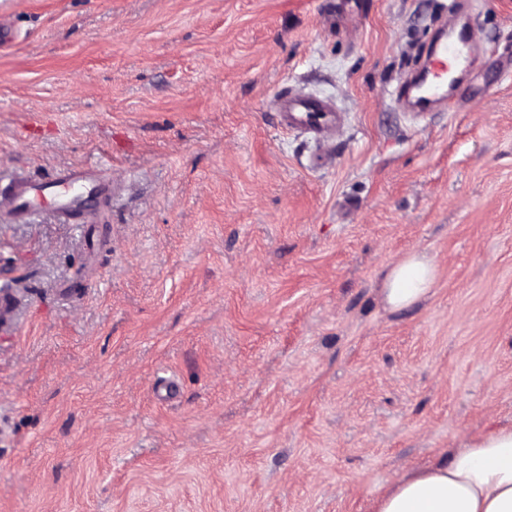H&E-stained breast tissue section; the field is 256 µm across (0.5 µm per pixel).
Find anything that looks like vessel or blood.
<instances>
[{"mask_svg":"<svg viewBox=\"0 0 512 512\" xmlns=\"http://www.w3.org/2000/svg\"><path fill=\"white\" fill-rule=\"evenodd\" d=\"M476 50L470 28L449 30L447 36L429 46L427 62L418 76L419 89H404L403 97L415 111H431L437 102L451 96L449 76L470 73ZM274 104L285 128L306 131L320 140L335 133L343 121L335 106L324 99L283 92L276 96ZM98 180L97 172L89 167L64 169L48 179L11 175L0 193V214L13 224L30 221L38 213L50 214L61 222L71 221L81 207L84 187Z\"/></svg>","mask_w":512,"mask_h":512,"instance_id":"b4317fda","label":"vessel or blood"}]
</instances>
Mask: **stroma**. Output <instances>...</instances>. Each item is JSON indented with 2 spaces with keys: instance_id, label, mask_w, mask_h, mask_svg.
<instances>
[{
  "instance_id": "stroma-1",
  "label": "stroma",
  "mask_w": 512,
  "mask_h": 512,
  "mask_svg": "<svg viewBox=\"0 0 512 512\" xmlns=\"http://www.w3.org/2000/svg\"><path fill=\"white\" fill-rule=\"evenodd\" d=\"M13 0L0 172L99 168L91 224L0 223V512H372L512 425V0L480 78L395 88L443 0ZM339 136L289 131L282 90ZM418 305L380 288L410 250ZM274 104L285 128L304 130L322 141L342 125V114L324 99L281 92L276 96ZM435 278L431 260L423 253L411 251L388 270L381 288L383 302L392 310L411 308L431 291Z\"/></svg>"
}]
</instances>
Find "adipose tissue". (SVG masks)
I'll use <instances>...</instances> for the list:
<instances>
[{
    "label": "adipose tissue",
    "mask_w": 512,
    "mask_h": 512,
    "mask_svg": "<svg viewBox=\"0 0 512 512\" xmlns=\"http://www.w3.org/2000/svg\"><path fill=\"white\" fill-rule=\"evenodd\" d=\"M434 264L412 251L388 270L384 304L408 309L432 289ZM373 512H512V428L467 437L452 453L408 472L377 498Z\"/></svg>",
    "instance_id": "obj_1"
}]
</instances>
